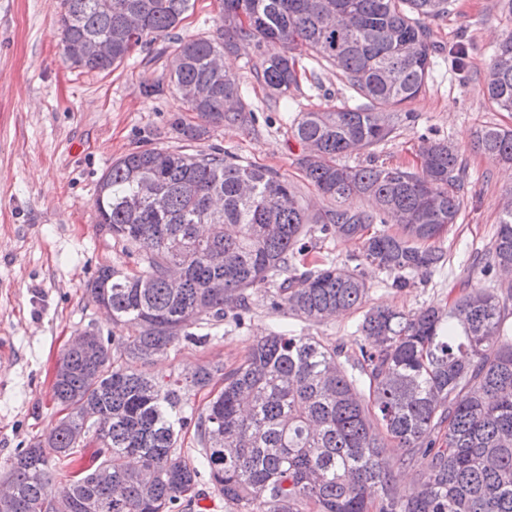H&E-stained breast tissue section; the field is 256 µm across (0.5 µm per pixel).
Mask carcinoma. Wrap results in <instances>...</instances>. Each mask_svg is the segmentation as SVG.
<instances>
[{"mask_svg":"<svg viewBox=\"0 0 512 512\" xmlns=\"http://www.w3.org/2000/svg\"><path fill=\"white\" fill-rule=\"evenodd\" d=\"M189 2L59 0L64 58L108 75L135 47L171 38ZM447 12L448 0H222L217 38L173 41L170 82L186 111L212 124L244 119L239 83L222 63L240 44L283 46L257 71L275 98L298 87L295 46L336 68L362 103L301 112L292 126L305 179L336 207L313 213L286 176L227 154L153 148L113 162L96 223L142 251L140 270L106 266L86 288L128 335L100 333L92 352L62 353L52 390L65 416L6 462L17 512H174L192 506L201 468L238 512H512L511 279L495 291L464 280L446 308L370 309L356 358L281 329L231 368L201 365L173 380L148 372L181 343L206 342L189 326L241 321L254 288L275 286L274 307L311 322L358 309L368 286L355 271L330 259L297 273L311 224L362 240L364 260L396 288L443 266L435 243L464 197L458 149L427 138L415 170L341 159L391 137L389 109L415 99L431 75L426 21ZM92 42L108 52L87 53ZM484 93L512 112V37L499 44ZM475 148L512 165V129L484 127ZM356 197L376 209L341 207ZM479 263L512 274V197ZM217 379L220 391L185 414L190 393ZM190 429L201 447L195 463L177 453ZM89 440L93 459L64 481ZM387 440L404 449L392 464ZM418 455L426 469L403 491L396 472ZM52 478L61 483L49 497Z\"/></svg>","mask_w":512,"mask_h":512,"instance_id":"cac0c4a2","label":"carcinoma"}]
</instances>
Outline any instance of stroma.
<instances>
[{"label":"stroma","instance_id":"1","mask_svg":"<svg viewBox=\"0 0 512 512\" xmlns=\"http://www.w3.org/2000/svg\"><path fill=\"white\" fill-rule=\"evenodd\" d=\"M57 0H0V467L16 449L48 434L62 416L52 397L56 364L74 336L95 328L117 336L113 324L85 292L101 267L138 270V252L97 224L98 183L113 161L153 148L229 153L239 162L288 177L313 209L330 207L305 180L297 163L303 153L291 126L301 112L350 99L335 69L318 65L304 48L295 54L300 86L287 103L270 99L255 78L263 54L240 49L226 64L251 122L206 126L186 141L181 123H196L179 95L168 87L169 43L158 40L136 50L109 75H87L65 60L55 23ZM220 0H193L175 29L182 39L218 34ZM438 46L432 77L406 109L387 142L349 156L352 165L372 159L413 167L423 138L446 139L467 165V191L455 224L439 241L446 254L441 270L393 287L391 277L364 264L361 243L313 235L306 266L322 256L359 267L369 286L359 310L313 323L275 309L271 291L251 294L241 323L224 322L205 345L183 343L157 358L154 375H183L210 362L235 366L262 336L284 326L299 336L353 347L365 310L409 312L448 305L460 281L490 288L475 260L492 242L499 210L512 196V168L475 148L474 133L486 125L512 128V112L496 111L483 94L496 46L512 36V10L505 0H451L447 16L431 22ZM464 45L467 69L452 65ZM163 83L159 96L144 88Z\"/></svg>","mask_w":512,"mask_h":512}]
</instances>
